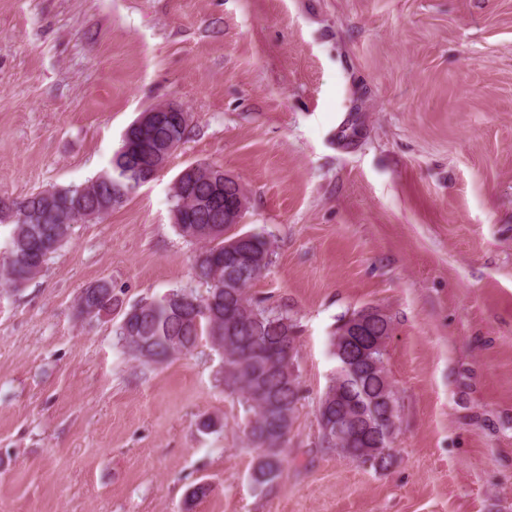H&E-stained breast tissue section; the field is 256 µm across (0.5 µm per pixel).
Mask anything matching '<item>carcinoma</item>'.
<instances>
[{
  "mask_svg": "<svg viewBox=\"0 0 512 512\" xmlns=\"http://www.w3.org/2000/svg\"><path fill=\"white\" fill-rule=\"evenodd\" d=\"M189 126L177 116L131 123L110 167L81 185L53 187L22 199L0 198V224L12 225L5 256L0 258V285L19 289L40 275L49 257L69 241L73 215L100 219L122 205L149 174L172 156ZM221 192L224 207H244L243 186L221 167L189 165L173 185L172 214L178 234L199 244L194 267L207 288H172L126 310L117 327L124 343L142 342L136 357L163 362L194 349L199 341L219 337L224 353V386L241 396L249 417L244 428L256 453L254 488L261 493L278 485L287 473V448L300 401L296 357L285 348L296 345V324L288 313L260 308L247 294L270 265V240L261 233L228 234L231 225L216 221L210 198ZM78 301L107 312L121 306L112 283L99 280ZM358 322L361 335L383 346L371 357L343 368L345 338ZM390 318L375 307L342 315L331 339L337 350L336 371L319 397L316 411L332 424L331 439L319 437L327 451L372 467L391 465V434L400 420L399 400L386 369Z\"/></svg>",
  "mask_w": 512,
  "mask_h": 512,
  "instance_id": "1",
  "label": "carcinoma"
}]
</instances>
